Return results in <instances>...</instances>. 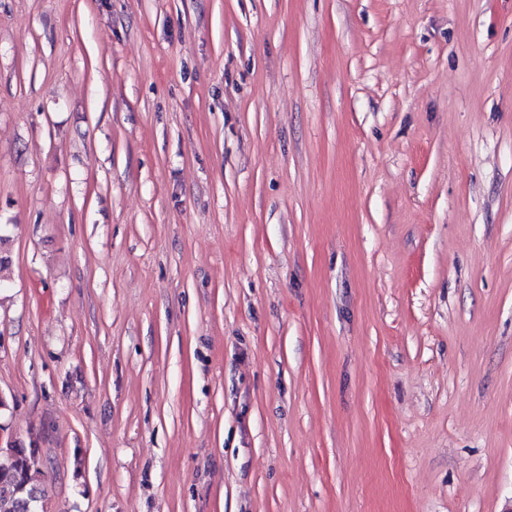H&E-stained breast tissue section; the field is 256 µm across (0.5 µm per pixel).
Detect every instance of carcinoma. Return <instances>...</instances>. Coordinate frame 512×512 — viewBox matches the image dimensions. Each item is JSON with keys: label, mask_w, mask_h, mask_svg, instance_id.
<instances>
[{"label": "carcinoma", "mask_w": 512, "mask_h": 512, "mask_svg": "<svg viewBox=\"0 0 512 512\" xmlns=\"http://www.w3.org/2000/svg\"><path fill=\"white\" fill-rule=\"evenodd\" d=\"M40 464L34 440L0 448V506L8 505V512H40L46 494L37 483Z\"/></svg>", "instance_id": "cac0c4a2"}]
</instances>
